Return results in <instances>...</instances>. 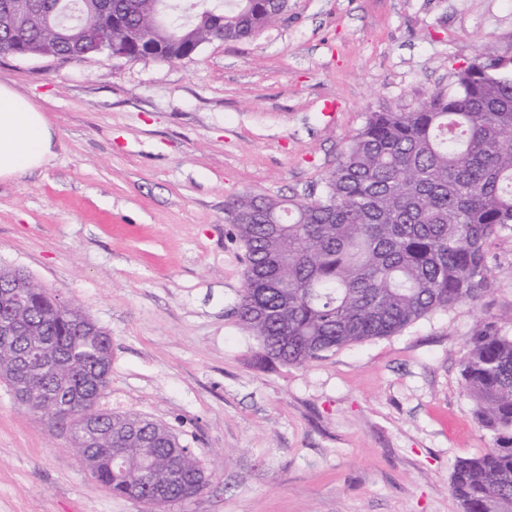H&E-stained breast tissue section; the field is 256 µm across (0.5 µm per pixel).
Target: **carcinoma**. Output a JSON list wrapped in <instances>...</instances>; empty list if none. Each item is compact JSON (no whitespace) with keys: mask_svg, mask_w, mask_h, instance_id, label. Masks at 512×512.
<instances>
[{"mask_svg":"<svg viewBox=\"0 0 512 512\" xmlns=\"http://www.w3.org/2000/svg\"><path fill=\"white\" fill-rule=\"evenodd\" d=\"M58 2L74 19L62 24L33 0H0V38L40 43L63 60L87 58L84 27L99 18L103 0ZM155 2L112 5L133 30L201 44L248 40L287 8V0H164L165 23L152 29ZM224 213L244 251L234 314L258 339L264 361L304 365L473 304L490 285L494 238L512 229V72L476 59L456 72L452 92L434 91L407 110L366 113L320 196L244 192L225 202ZM9 292L0 289V317L14 312L27 334L0 335V379L42 399L33 413L74 414V443L87 436L81 412L95 405L102 428L94 448L79 454L94 479L157 512L202 491L200 453L170 427L98 408L112 365L107 333L48 289H33L16 311ZM24 348L51 362L19 363ZM461 376L472 414L495 445L455 462L452 495L462 512H489L492 504L512 512V336L482 323Z\"/></svg>","mask_w":512,"mask_h":512,"instance_id":"cac0c4a2","label":"carcinoma"}]
</instances>
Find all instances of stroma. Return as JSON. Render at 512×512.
Here are the masks:
<instances>
[{
  "instance_id": "1",
  "label": "stroma",
  "mask_w": 512,
  "mask_h": 512,
  "mask_svg": "<svg viewBox=\"0 0 512 512\" xmlns=\"http://www.w3.org/2000/svg\"><path fill=\"white\" fill-rule=\"evenodd\" d=\"M476 59L512 61V0H288L251 39L181 61L0 55V82L57 132L42 169L0 181V267L108 332L102 409L201 452L208 483L173 512H461L453 465L493 445L461 369L481 321L512 335V230L476 303L281 366L233 313L244 252L224 203L320 193L365 113L453 90ZM0 512L149 508L0 381Z\"/></svg>"
}]
</instances>
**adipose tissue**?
I'll use <instances>...</instances> for the list:
<instances>
[{
    "instance_id": "obj_1",
    "label": "adipose tissue",
    "mask_w": 512,
    "mask_h": 512,
    "mask_svg": "<svg viewBox=\"0 0 512 512\" xmlns=\"http://www.w3.org/2000/svg\"><path fill=\"white\" fill-rule=\"evenodd\" d=\"M55 141L44 112L0 83V180L43 167Z\"/></svg>"
}]
</instances>
